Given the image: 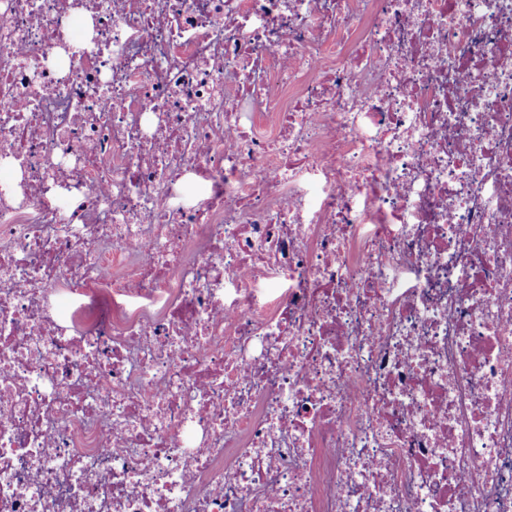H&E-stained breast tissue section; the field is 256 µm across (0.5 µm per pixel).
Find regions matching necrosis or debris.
Returning a JSON list of instances; mask_svg holds the SVG:
<instances>
[{"label":"necrosis or debris","mask_w":512,"mask_h":512,"mask_svg":"<svg viewBox=\"0 0 512 512\" xmlns=\"http://www.w3.org/2000/svg\"><path fill=\"white\" fill-rule=\"evenodd\" d=\"M0 512H512V0H0Z\"/></svg>","instance_id":"obj_1"}]
</instances>
